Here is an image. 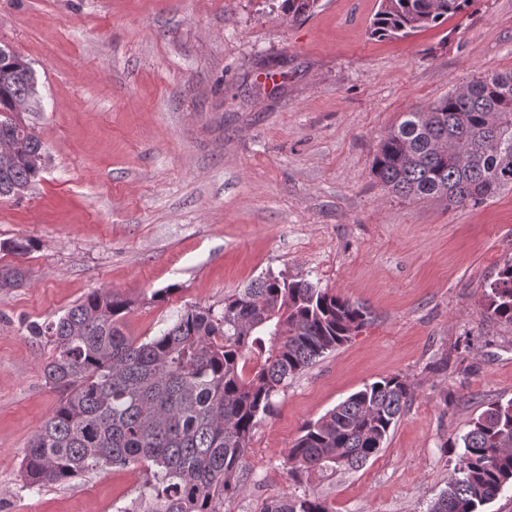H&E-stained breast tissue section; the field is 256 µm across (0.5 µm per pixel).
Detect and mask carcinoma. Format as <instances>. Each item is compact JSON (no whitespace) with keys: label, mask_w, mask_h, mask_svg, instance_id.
I'll return each instance as SVG.
<instances>
[{"label":"carcinoma","mask_w":512,"mask_h":512,"mask_svg":"<svg viewBox=\"0 0 512 512\" xmlns=\"http://www.w3.org/2000/svg\"><path fill=\"white\" fill-rule=\"evenodd\" d=\"M318 0H283L288 17ZM471 0H380L378 39L434 28ZM37 103V79L20 53L0 56V189L26 190L43 173L45 149L20 107ZM372 174L391 194L482 206L512 191V71L486 74L404 113L383 136ZM31 240L0 242V290L23 287ZM484 307L512 325V259L483 291ZM132 301L97 289L29 333L52 346L46 383L63 392L29 440L25 489L64 485L104 466L142 468L138 497L122 512H224L239 493L256 427L274 398L325 354L372 322L369 309L304 279L267 274L224 298L187 305L160 335L141 343L122 331ZM411 397L397 376L365 385L315 421L288 449V475L354 469L380 453ZM459 449L448 487L429 512H481L512 486V398L497 401L449 445ZM260 512H332L310 494L273 498Z\"/></svg>","instance_id":"obj_1"}]
</instances>
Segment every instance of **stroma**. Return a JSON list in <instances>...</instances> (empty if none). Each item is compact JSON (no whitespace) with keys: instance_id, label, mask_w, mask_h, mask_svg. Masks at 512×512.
Listing matches in <instances>:
<instances>
[{"instance_id":"stroma-1","label":"stroma","mask_w":512,"mask_h":512,"mask_svg":"<svg viewBox=\"0 0 512 512\" xmlns=\"http://www.w3.org/2000/svg\"><path fill=\"white\" fill-rule=\"evenodd\" d=\"M281 3L0 0V46L36 73L29 119L47 156L20 198H0V241L37 243L29 285L0 290V512H119L146 478L107 466L21 487L27 443L62 397L28 327L99 288L131 300L123 331L139 341L268 272L373 312L276 397L224 512L306 491L333 512H427L455 465L446 442L512 398V325L482 294L512 258V193L450 209L371 173L403 113L512 69V0H472L402 40L370 36L378 0H319L299 22ZM391 376L412 397L383 450L294 481L285 459L303 425Z\"/></svg>"}]
</instances>
